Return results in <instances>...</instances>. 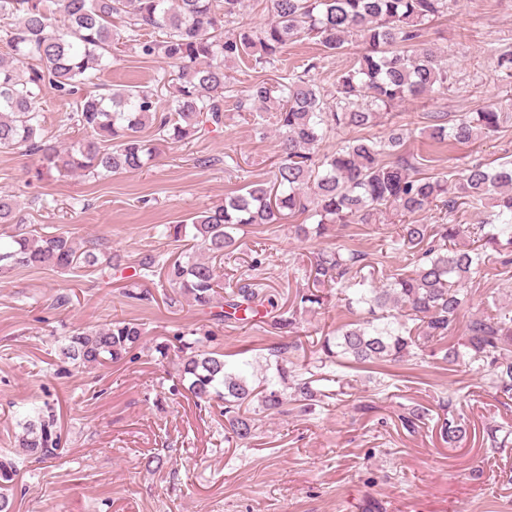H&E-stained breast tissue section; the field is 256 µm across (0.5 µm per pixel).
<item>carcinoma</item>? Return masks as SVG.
Listing matches in <instances>:
<instances>
[{
  "label": "carcinoma",
  "mask_w": 512,
  "mask_h": 512,
  "mask_svg": "<svg viewBox=\"0 0 512 512\" xmlns=\"http://www.w3.org/2000/svg\"><path fill=\"white\" fill-rule=\"evenodd\" d=\"M453 0H265L268 21L256 27L238 20L242 0H0V149H21L33 158L37 176H111L152 164L157 144L142 135L154 128L157 140L178 143L199 138L224 124V103L246 123L264 127L272 113L279 136V161L272 178L253 182L224 197V203L173 224L163 235L194 245L184 255L161 260L152 252L131 264L136 281L163 270L173 289L170 303L187 297L209 312L213 325L245 327L258 317L278 341L242 365L226 354L206 349L213 330L203 325L195 338L178 337L180 381L201 402L222 404L224 433L247 445L258 430L251 407L268 416L285 413L292 401L312 406L325 391L316 372L288 367V354L303 348L298 314L320 308L325 288L345 287L361 276L366 264L354 249H324L310 258L311 286L279 307L277 295L256 277L239 280L224 291L218 266L239 249L234 232L249 226L294 224L303 239L320 237L332 224H377L389 212L400 216L397 242L412 252V269L395 273L378 288H358L344 298L360 314L336 328V335L317 341V362L346 359L356 364L408 361L426 349L454 371L471 367L490 372L499 397L512 399V309L487 301V311L466 324L462 341L445 340L467 302L469 285L480 277L489 257L484 248L502 240L512 244V166L490 168L475 163L459 174L426 176L421 162L402 150L403 130L384 140L352 139L331 152L317 148L339 128L364 129L377 113L398 103L448 89V65L423 42L425 25L450 12ZM365 52L336 76L335 102L325 101L310 72L314 57L301 70L263 79L236 93L224 66L228 62L275 67L288 43L311 40L328 53L346 48L349 39ZM161 57L172 67L152 86H126L106 94L94 91L98 75L112 52L120 49ZM52 90L75 99L67 121L83 131L66 146L43 134L37 106ZM501 113L490 106L452 126L428 127L439 145L463 143L498 132ZM489 209L480 224H417L411 218L439 210L443 219L460 206ZM18 203L0 196V226L20 224ZM466 236L475 246L459 247ZM17 266L60 271H123L100 244L65 233L21 232L0 250V274ZM144 336L143 324L113 319L103 326L78 329L62 348L63 359L84 368L117 364ZM276 357V373L255 384L245 368ZM431 420L427 407L401 416L412 430ZM16 447L45 462L58 456L60 433L55 415L37 412L21 424ZM441 437L454 443L463 434L461 418H443ZM17 476L15 462L0 457V512H13L8 491Z\"/></svg>",
  "instance_id": "carcinoma-1"
}]
</instances>
